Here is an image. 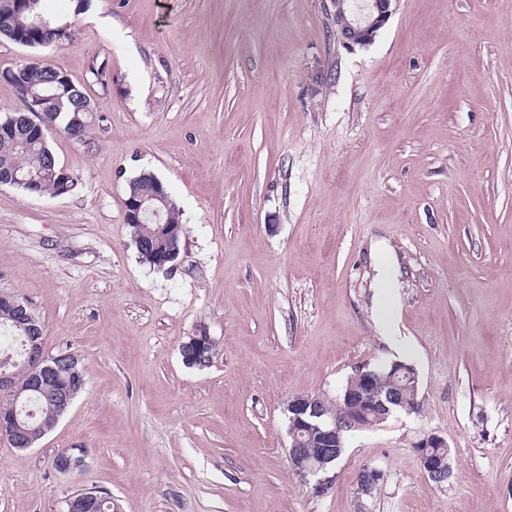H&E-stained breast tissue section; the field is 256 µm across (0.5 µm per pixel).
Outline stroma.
<instances>
[{
	"mask_svg": "<svg viewBox=\"0 0 512 512\" xmlns=\"http://www.w3.org/2000/svg\"><path fill=\"white\" fill-rule=\"evenodd\" d=\"M33 56L95 110L85 143L47 135L74 191L0 186V289L86 385L34 448L0 437V512L99 488L120 512H512V0H393L352 50L323 0H89L58 44L0 38V74ZM144 170L181 213L172 270L124 222ZM201 327L216 353L191 367ZM396 361L419 409L351 433L314 493L289 400ZM431 434L442 484L420 465ZM75 447L82 472L57 473ZM211 337L205 328H200L192 336H188V340L183 342L181 345V352L183 354V360L187 365L194 364V357L200 352L205 346L207 341ZM216 351V344L211 339L209 345L199 354L198 362L195 366L205 367L209 365ZM417 448L422 469L432 481L439 483L450 478L452 469L449 457L447 459L449 447L443 437L432 434L421 442ZM435 450L442 451L443 454Z\"/></svg>",
	"mask_w": 512,
	"mask_h": 512,
	"instance_id": "35a3bbf8",
	"label": "stroma"
}]
</instances>
